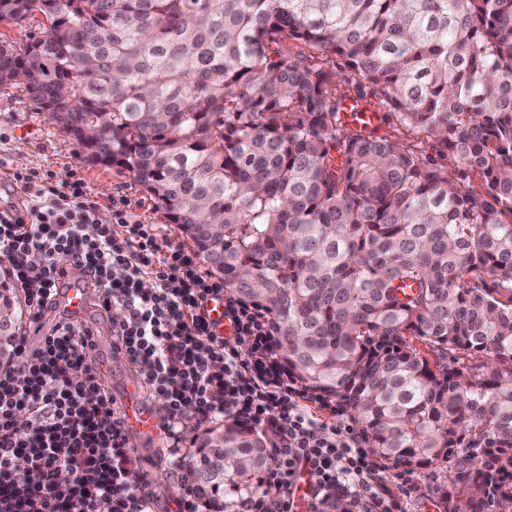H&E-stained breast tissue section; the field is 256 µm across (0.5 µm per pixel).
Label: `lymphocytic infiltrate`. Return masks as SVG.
<instances>
[{"label":"lymphocytic infiltrate","instance_id":"lymphocytic-infiltrate-1","mask_svg":"<svg viewBox=\"0 0 512 512\" xmlns=\"http://www.w3.org/2000/svg\"><path fill=\"white\" fill-rule=\"evenodd\" d=\"M14 179L26 202L0 215V258L24 292L29 321L39 320L57 290L60 261L79 265L101 287L106 306L123 310L112 326L113 343L141 366L169 438L182 431L189 406L201 419L230 418L265 435L274 462L265 496L249 512H263L271 497L277 512H293L303 472L311 478L309 512H327L345 496L397 512L412 492L411 477L378 479L372 454L352 430L317 423L275 363L269 320L260 310L225 295L223 282L192 254L164 247L161 228L137 220L125 198L113 199L111 223L89 235L96 204L83 179L60 188L38 183L32 173ZM34 253L44 259L36 272L28 265ZM218 297L233 326L229 336L217 332L207 309ZM88 347L83 331L66 323L32 353L18 336L13 363L0 365V512H98L104 499L112 512H153L152 484L127 446ZM19 470L26 473L21 484L13 479Z\"/></svg>","mask_w":512,"mask_h":512}]
</instances>
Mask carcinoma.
Returning <instances> with one entry per match:
<instances>
[{"mask_svg":"<svg viewBox=\"0 0 512 512\" xmlns=\"http://www.w3.org/2000/svg\"><path fill=\"white\" fill-rule=\"evenodd\" d=\"M0 20L33 27L0 36V86L27 77L81 160L133 176L380 470L451 459L443 512H512V0H0ZM194 445L197 498L247 512L263 435L226 420Z\"/></svg>","mask_w":512,"mask_h":512,"instance_id":"cac0c4a2","label":"carcinoma"}]
</instances>
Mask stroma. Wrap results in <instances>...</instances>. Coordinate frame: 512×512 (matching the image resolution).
<instances>
[{"label":"stroma","mask_w":512,"mask_h":512,"mask_svg":"<svg viewBox=\"0 0 512 512\" xmlns=\"http://www.w3.org/2000/svg\"><path fill=\"white\" fill-rule=\"evenodd\" d=\"M72 140L50 125L43 113L32 111L21 86L0 87V212L19 208L22 192L12 174L16 171L52 173L56 185H64L81 177L98 204L97 212L112 215V200L126 197L133 213L145 224L161 225L169 245L182 247L183 238L175 225L167 223L153 201L130 174L112 167L89 165L78 159ZM128 443L148 470L156 498V512H173V499L180 488L174 477V466L162 456L156 441L129 436ZM439 469L413 472L411 495L401 501V512H441L433 489L440 480Z\"/></svg>","instance_id":"1"}]
</instances>
